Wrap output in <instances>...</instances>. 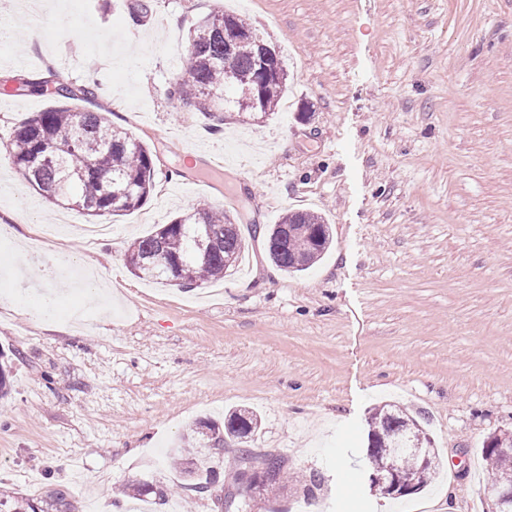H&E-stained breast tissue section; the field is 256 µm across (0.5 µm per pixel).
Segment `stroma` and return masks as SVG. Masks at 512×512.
<instances>
[{
	"label": "stroma",
	"mask_w": 512,
	"mask_h": 512,
	"mask_svg": "<svg viewBox=\"0 0 512 512\" xmlns=\"http://www.w3.org/2000/svg\"><path fill=\"white\" fill-rule=\"evenodd\" d=\"M129 4L0 0L16 34L0 76L44 77L73 54L65 76L98 71L112 123L158 157L145 204L93 241L77 231L90 216L0 168V487L118 512L135 482L177 486L168 456L189 423L246 407L255 455L323 477L313 497L292 481L248 512H491L481 449L512 430V0H158L138 25ZM218 10L285 57L287 91L262 121L216 124L169 94L190 29ZM55 105L0 97V145ZM185 149L223 166L185 171ZM228 197L248 249L224 280L183 290L131 273L135 237ZM295 210L322 216L333 242L288 275L266 229ZM86 271L97 296L70 285ZM45 295L52 316L34 318ZM389 403L438 460L400 498L372 486L365 459L368 420ZM237 455L226 440L208 492L146 512H225Z\"/></svg>",
	"instance_id": "obj_1"
}]
</instances>
